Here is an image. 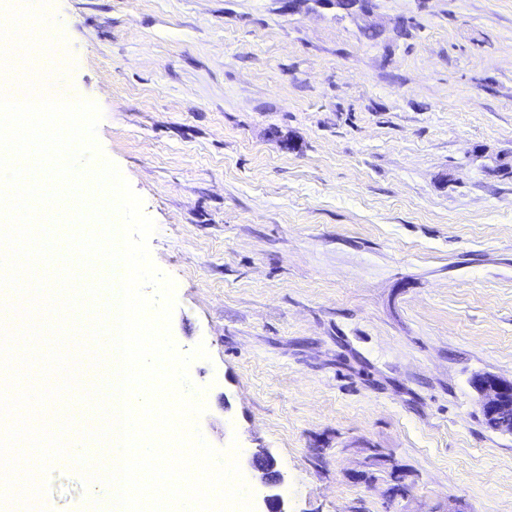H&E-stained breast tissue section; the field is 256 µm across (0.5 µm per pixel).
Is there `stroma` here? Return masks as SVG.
<instances>
[{"label": "stroma", "mask_w": 512, "mask_h": 512, "mask_svg": "<svg viewBox=\"0 0 512 512\" xmlns=\"http://www.w3.org/2000/svg\"><path fill=\"white\" fill-rule=\"evenodd\" d=\"M34 65L102 110L156 224L195 428L286 512H512V0H49ZM36 512H102L71 456ZM472 384L479 398L484 422L495 431V424L485 417H497L503 410L512 407V381L478 374L473 378ZM242 460L246 473L258 477L268 489L262 498L263 507L254 512H286L281 494L275 491L283 483V476L276 470L273 458L265 451L255 450L245 453Z\"/></svg>", "instance_id": "stroma-1"}]
</instances>
